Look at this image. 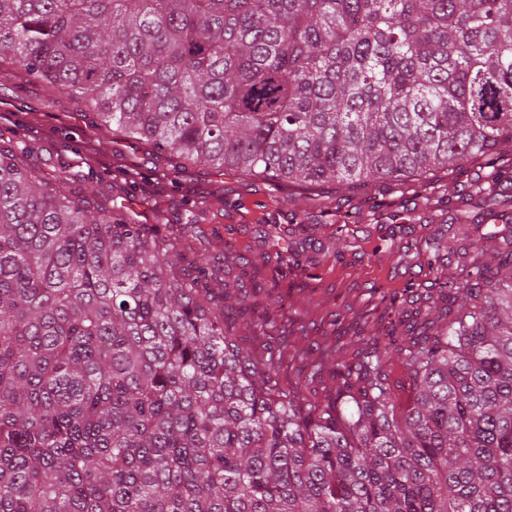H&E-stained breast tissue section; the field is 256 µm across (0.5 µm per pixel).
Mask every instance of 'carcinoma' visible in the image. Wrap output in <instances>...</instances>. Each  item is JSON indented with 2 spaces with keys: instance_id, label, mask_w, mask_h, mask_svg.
<instances>
[{
  "instance_id": "cac0c4a2",
  "label": "carcinoma",
  "mask_w": 512,
  "mask_h": 512,
  "mask_svg": "<svg viewBox=\"0 0 512 512\" xmlns=\"http://www.w3.org/2000/svg\"><path fill=\"white\" fill-rule=\"evenodd\" d=\"M2 68L218 177L421 183L512 143V0H0ZM31 154L0 137V512H512V239L462 210L469 263L427 261L407 402L377 347L312 399L288 337L229 335L246 295Z\"/></svg>"
}]
</instances>
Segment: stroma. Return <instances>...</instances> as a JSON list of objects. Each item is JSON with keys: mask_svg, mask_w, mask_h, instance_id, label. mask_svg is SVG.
<instances>
[{"mask_svg": "<svg viewBox=\"0 0 512 512\" xmlns=\"http://www.w3.org/2000/svg\"><path fill=\"white\" fill-rule=\"evenodd\" d=\"M1 133L35 145V173L69 166L84 193H106L115 185L145 199L138 210L141 223L164 231L184 225V259L223 267L225 282L251 299V310L234 325L240 344H252L265 307L282 297L277 329L292 347L307 351L302 359L285 357L282 371L307 375L308 391L318 398L336 386L334 360L321 359V346L339 342L335 360L360 347L355 337L336 336L333 313L384 316L383 296L402 294L410 281L422 298L437 301L440 282L426 265V243L446 231L458 209H467L486 230L512 231V184L493 201L464 204L457 196L512 165V144L494 164L435 173L424 188L384 181L343 191L333 183L303 188L233 172L220 178L198 165L174 167L130 140L113 142L89 158L94 140L78 105L65 93L2 70ZM218 191L224 196L220 207L213 203ZM278 236L292 242L295 252L284 269L273 245Z\"/></svg>", "mask_w": 512, "mask_h": 512, "instance_id": "35a3bbf8", "label": "stroma"}]
</instances>
